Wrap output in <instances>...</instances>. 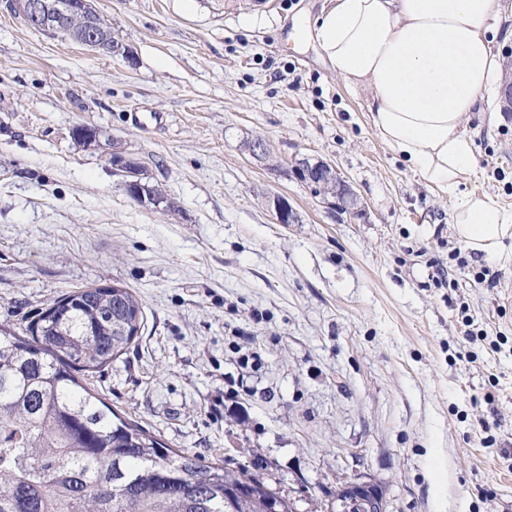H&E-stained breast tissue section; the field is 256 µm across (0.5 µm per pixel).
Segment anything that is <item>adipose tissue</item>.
<instances>
[{"label": "adipose tissue", "instance_id": "obj_1", "mask_svg": "<svg viewBox=\"0 0 512 512\" xmlns=\"http://www.w3.org/2000/svg\"><path fill=\"white\" fill-rule=\"evenodd\" d=\"M498 0H330L312 30L344 86L365 93L372 128L452 199L454 231L494 256L512 211L461 191L476 171L472 112L496 86L488 38Z\"/></svg>", "mask_w": 512, "mask_h": 512}]
</instances>
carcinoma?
I'll list each match as a JSON object with an SVG mask.
<instances>
[{
	"mask_svg": "<svg viewBox=\"0 0 512 512\" xmlns=\"http://www.w3.org/2000/svg\"><path fill=\"white\" fill-rule=\"evenodd\" d=\"M129 289L80 288L20 332L0 326V512H260L247 472L178 453L115 412L88 378L124 354ZM251 482L228 501L224 488Z\"/></svg>",
	"mask_w": 512,
	"mask_h": 512,
	"instance_id": "carcinoma-1",
	"label": "carcinoma"
}]
</instances>
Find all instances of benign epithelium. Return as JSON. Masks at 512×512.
Returning a JSON list of instances; mask_svg holds the SVG:
<instances>
[{
  "instance_id": "obj_1",
  "label": "benign epithelium",
  "mask_w": 512,
  "mask_h": 512,
  "mask_svg": "<svg viewBox=\"0 0 512 512\" xmlns=\"http://www.w3.org/2000/svg\"><path fill=\"white\" fill-rule=\"evenodd\" d=\"M19 14L32 27L44 29L54 19L76 20L81 25L79 42L96 51L108 54H121L126 59H132L130 51L102 28L98 19L93 15L90 0H14ZM502 111L512 112V66L507 64L503 77ZM112 164L126 173L124 187L129 196L139 202H144L143 185L140 181L145 164L138 158L115 149L112 153ZM296 167L302 177L310 184L323 188L331 185V194L336 197V207L344 212H353L360 207V200L350 186L339 176L336 169L323 161L310 162L303 158L297 161ZM273 208L277 222L280 224H296L299 222L296 211L288 203L276 197Z\"/></svg>"
}]
</instances>
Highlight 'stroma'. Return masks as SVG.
<instances>
[{
    "label": "stroma",
    "mask_w": 512,
    "mask_h": 512,
    "mask_svg": "<svg viewBox=\"0 0 512 512\" xmlns=\"http://www.w3.org/2000/svg\"><path fill=\"white\" fill-rule=\"evenodd\" d=\"M325 4L92 0L127 59L0 0V324L122 285L142 327L90 383L168 447L265 478L296 512L354 481L388 512H512V238L494 259L458 240L449 196L300 25ZM499 100L467 124L464 188L512 210ZM82 124L95 141L73 137ZM116 141L175 209L126 194ZM302 158L335 166L362 212L316 193ZM276 196L298 223L277 222Z\"/></svg>",
    "instance_id": "35a3bbf8"
}]
</instances>
